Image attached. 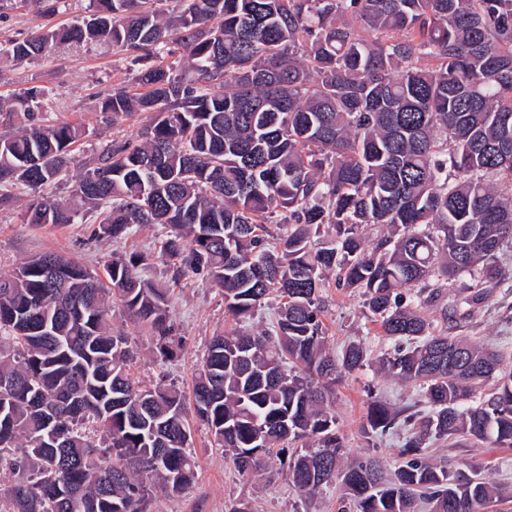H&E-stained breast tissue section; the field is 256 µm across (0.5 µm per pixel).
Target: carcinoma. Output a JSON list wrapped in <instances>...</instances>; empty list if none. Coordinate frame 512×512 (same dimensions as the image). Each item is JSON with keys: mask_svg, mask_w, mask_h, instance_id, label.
<instances>
[{"mask_svg": "<svg viewBox=\"0 0 512 512\" xmlns=\"http://www.w3.org/2000/svg\"><path fill=\"white\" fill-rule=\"evenodd\" d=\"M59 43L130 53L147 91L109 93L102 111L155 114L76 185L99 210L98 235L165 224L173 281L207 277L241 322L272 294L282 306L270 330L211 340L189 404L172 385L134 381L127 339L109 327L114 293L161 357L180 346L169 289L142 278L141 258L112 261L104 281L54 253L0 276V464L14 474L0 512H150L152 487L172 496L195 477L191 413L243 476L275 445L312 441L288 462L304 498L339 482L356 512L492 502L486 476L433 465L426 442L511 448L512 361L432 334L414 304L429 278L469 277L461 302L474 306L502 277L512 192L488 177L512 185V0H90L81 23L9 52L32 60ZM178 51L186 80L162 65ZM43 98L16 97L27 124L0 136V185L40 188L68 168L82 130L38 123ZM278 211L286 232L272 244L263 221ZM75 217L50 201L24 215L37 226ZM365 224L390 233L368 245ZM331 273L394 342L381 368L419 384L429 405L391 480L371 456L341 465L329 385L368 353L326 348L320 293ZM490 379L495 391L471 404ZM366 420L383 436L411 416L374 398Z\"/></svg>", "mask_w": 512, "mask_h": 512, "instance_id": "1", "label": "carcinoma"}]
</instances>
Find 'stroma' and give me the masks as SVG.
<instances>
[{
  "mask_svg": "<svg viewBox=\"0 0 512 512\" xmlns=\"http://www.w3.org/2000/svg\"><path fill=\"white\" fill-rule=\"evenodd\" d=\"M88 5L89 0H62L57 13L47 14L37 0H0V134L17 131L22 124L12 113L18 93L30 88L45 91L40 113L43 124H72L81 128L83 136L67 176L40 194L78 212L83 204L74 189L90 160L106 146L136 137L150 121L146 112L115 118L100 109L101 95L116 88H135L131 59L116 47L65 44L21 63L6 49L11 41L32 31L82 21ZM7 193L9 202L0 205L1 276L12 274L23 262L44 253L62 255L97 272L112 259L135 253L146 259L145 278L167 284L170 273L160 254L167 234L164 225H141L128 238L117 241L95 236L93 219L80 215L71 224L35 226L25 222L24 214L37 193L22 184L8 188ZM499 264L504 271L500 283L490 289L480 305L457 306L454 319H446L443 311L456 306L459 284L443 285L437 301L419 304L418 310L433 332L459 336L512 356V247L501 252ZM321 306L328 348L337 352L348 343L360 342L370 355L362 369L342 374L332 386L330 407L343 437V459L349 462L371 455L386 472H393L399 464L402 437H381L366 431L370 397L382 395L393 407L402 408L418 402L421 389L415 383L393 381L380 371L377 360L389 349L390 341L368 318L361 296L337 288L330 279L321 292ZM169 315L182 337L180 349L169 358L156 351L149 327L123 310L113 312L111 328L113 333L128 338L132 350L130 372L137 381L146 386L161 381L173 383L188 395L211 339L232 334L238 326L224 308L223 292L200 275L188 276L175 287ZM190 427L196 479L176 497L153 489V512H226L234 502L244 503L249 512H338L342 495L339 485L324 488L311 499L299 497L290 488L287 468L276 453L265 457L257 474L239 475L207 426L194 418ZM429 452L436 466L453 472L478 470L507 494L512 491V448L489 442L451 446L434 441Z\"/></svg>",
  "mask_w": 512,
  "mask_h": 512,
  "instance_id": "obj_1",
  "label": "stroma"
}]
</instances>
